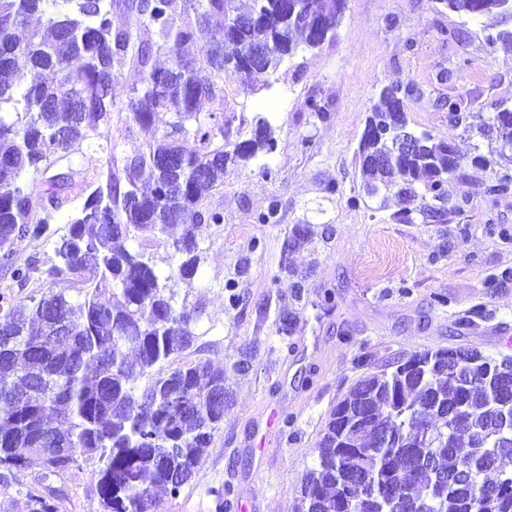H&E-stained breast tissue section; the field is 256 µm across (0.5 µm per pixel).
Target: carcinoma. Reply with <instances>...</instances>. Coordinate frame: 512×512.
<instances>
[{
    "label": "carcinoma",
    "mask_w": 512,
    "mask_h": 512,
    "mask_svg": "<svg viewBox=\"0 0 512 512\" xmlns=\"http://www.w3.org/2000/svg\"><path fill=\"white\" fill-rule=\"evenodd\" d=\"M195 21L175 19L174 0H155L151 9L135 6L142 23L162 40L169 64L152 63L151 47L140 46L137 63L144 76L131 91L128 110L141 128L156 114L173 111L166 128L156 131L144 151L125 162L123 177L110 172L99 184L84 181V197L54 248L46 268L30 256L11 261V279L19 287L34 274L49 287L40 296L19 298L0 289V486L16 487L25 512H59L56 495L27 486L16 473L33 460L41 481L73 467L97 463L95 493L104 512H160L158 492L171 495L181 486L176 473L192 480L203 454L224 421L226 378L207 362H191L170 371L160 366L192 347L197 312L175 306L179 281L200 267L201 221L220 224L218 212L202 211L203 201L223 183L228 163H246L275 145L272 129L258 121L252 138L211 147L224 128L201 119L200 105L216 96V80L231 67L236 74H272L299 48L309 47L313 31L288 20L292 0H250L241 11L235 0H187ZM334 0H298L312 14L336 19ZM448 10L469 18L480 5L496 9L503 0H444ZM214 17L224 26L194 55L187 50L195 26ZM270 45L259 61L246 52ZM131 33L112 28L104 0H0V73L25 70L12 83L0 80V250L8 259L16 245L54 236L51 212L34 217L36 190L21 177L51 167L81 174L72 157L84 142L102 136L112 118L114 65L127 56ZM80 65L72 67V61ZM54 78H44L45 72ZM402 87L380 92L366 124H381L405 114ZM454 124L467 123L482 136L498 133L499 156L512 165V118L487 127L481 113H463L462 102H444ZM474 117L478 122L472 123ZM425 149L396 162L391 172L376 158L393 151L390 138L362 136L356 160L367 175L364 188L379 190L406 206L393 214L400 224L440 223L459 208L452 191L458 171L448 165L444 141L423 131ZM199 148L188 152L181 141ZM512 190L509 168L487 186L490 194ZM183 227L172 242L183 256L178 268L162 274L152 260L121 242L134 236L160 239L169 227ZM311 232L295 224L282 246L281 271L288 254ZM298 315L283 306L277 332L293 335ZM470 348L426 349L408 354L394 367L367 368L330 411L313 454L315 464L302 482L297 512H512V437L499 448L485 443L484 430L512 403V358L501 360ZM456 413L453 429L444 417ZM430 416L429 427L418 421ZM56 416L66 423L51 425ZM394 429L399 441L385 443ZM466 449L460 453L459 449ZM450 484L432 483L430 470Z\"/></svg>",
    "instance_id": "carcinoma-1"
}]
</instances>
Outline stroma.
<instances>
[{"label":"stroma","instance_id":"35a3bbf8","mask_svg":"<svg viewBox=\"0 0 512 512\" xmlns=\"http://www.w3.org/2000/svg\"><path fill=\"white\" fill-rule=\"evenodd\" d=\"M132 3L112 0L113 26L129 29L133 45H151L153 63H164L157 35ZM116 72V150L85 149L80 168L91 182L106 178L108 159L123 162L152 137L133 126L126 108L140 68L128 59ZM219 84L203 114L223 116L232 142L249 139L266 118L276 146L228 165L203 203L224 221L200 227V268L178 286V302L200 312L183 357L223 370L229 407L199 475L178 495L163 496L161 512H217L215 493L224 488L243 496L249 512H294L326 418L362 373L356 355L375 367L427 348L512 356V341L499 334L512 327V281L489 288L494 275L512 269V194H488L492 170L468 166L453 182L461 211L440 224H399L391 218L397 203L383 208L365 196L355 162L369 111L388 85L407 88L415 130L452 141L468 157L488 149L477 132L450 123L442 102L458 98L465 111L486 116L512 105V52L490 47L480 22L442 0H347L334 38L321 47L299 49L253 87L228 74ZM312 98L325 115L309 112ZM331 184L336 193H327ZM272 205L275 218L258 223ZM296 224L312 225L314 235L289 258L304 295L294 305L295 332L282 336L276 321L289 282L279 279V262ZM230 282L242 298L236 306L227 300ZM328 289L335 294L329 306ZM439 294L446 305L436 303ZM245 351L254 358L241 373L235 363ZM277 406L285 419L268 425ZM96 469L88 462L51 478L65 494L59 512H102Z\"/></svg>","mask_w":512,"mask_h":512}]
</instances>
